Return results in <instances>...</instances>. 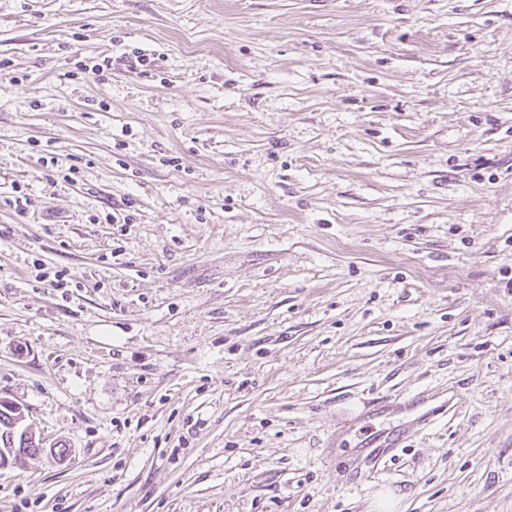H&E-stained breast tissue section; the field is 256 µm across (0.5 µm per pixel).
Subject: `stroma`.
Segmentation results:
<instances>
[{
	"mask_svg": "<svg viewBox=\"0 0 512 512\" xmlns=\"http://www.w3.org/2000/svg\"><path fill=\"white\" fill-rule=\"evenodd\" d=\"M0 60V512H512V0H0ZM0 403L7 404L13 410L17 409L16 413H21L19 420L16 421L14 427L18 424L22 423L25 420V414L23 412V408L13 403L12 401L0 399ZM0 404V448H15V453L17 449L28 448L27 451L16 453V457L13 458L14 452L11 453V457L13 458L10 461L9 458H5L4 465H17L21 464L28 457V452L31 448H36L37 453L43 451L42 446L39 447V440L36 441L32 436L27 435L24 430L19 427L13 428V420L17 416L16 413L13 412L12 409L8 408L5 405ZM0 466V467H1Z\"/></svg>",
	"mask_w": 512,
	"mask_h": 512,
	"instance_id": "obj_1",
	"label": "stroma"
}]
</instances>
